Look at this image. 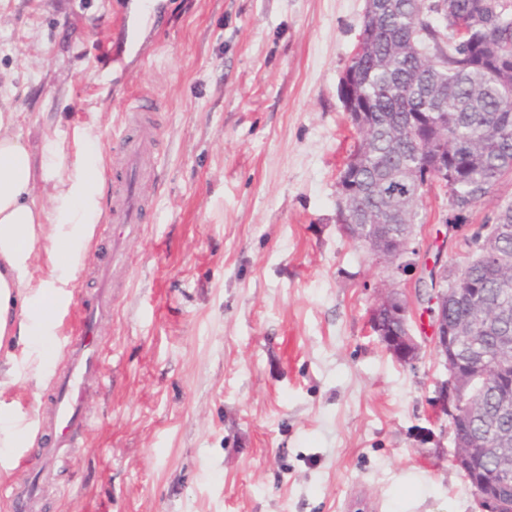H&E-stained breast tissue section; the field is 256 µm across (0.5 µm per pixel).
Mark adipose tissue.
Here are the masks:
<instances>
[{
    "label": "adipose tissue",
    "instance_id": "1",
    "mask_svg": "<svg viewBox=\"0 0 512 512\" xmlns=\"http://www.w3.org/2000/svg\"><path fill=\"white\" fill-rule=\"evenodd\" d=\"M97 140L96 124L85 123L34 150L17 112L0 102V396L28 380L42 385L55 355L56 284L76 278L102 214ZM20 360L28 377L16 371Z\"/></svg>",
    "mask_w": 512,
    "mask_h": 512
}]
</instances>
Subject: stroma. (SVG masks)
<instances>
[{"instance_id":"35a3bbf8","label":"stroma","mask_w":512,"mask_h":512,"mask_svg":"<svg viewBox=\"0 0 512 512\" xmlns=\"http://www.w3.org/2000/svg\"><path fill=\"white\" fill-rule=\"evenodd\" d=\"M112 2L0 0V95L30 145L93 120L111 167L114 136L139 133L124 98L156 104L92 426L41 466L52 386L5 394L26 441L0 485L37 480V512H480L432 404L446 370L418 292L435 259L461 265L512 177L453 228L432 190L414 268L392 276L336 222L356 139L338 85L365 0H161L121 70L101 63ZM390 279L422 346L413 368L370 327Z\"/></svg>"}]
</instances>
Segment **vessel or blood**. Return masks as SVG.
<instances>
[{"mask_svg": "<svg viewBox=\"0 0 512 512\" xmlns=\"http://www.w3.org/2000/svg\"><path fill=\"white\" fill-rule=\"evenodd\" d=\"M158 9L157 0H123L119 4L116 21L121 42L107 57V65L121 67L126 55L138 53ZM114 153L120 161V189L99 226L100 235L109 238L114 237L116 231H130L138 227L145 213L139 190L144 164L141 143L130 137L118 138L114 142ZM110 269V260L95 257L92 270L98 286L77 294L76 316L69 325L72 338L69 363L54 380V400L47 411L46 424L55 434L53 448L45 452L49 459L54 457L57 449L72 447L91 426L84 407L85 383L88 379H99L104 375L105 348L99 340L98 330L112 311ZM0 495L11 500L14 512H34L38 486L34 483H10L0 487Z\"/></svg>", "mask_w": 512, "mask_h": 512, "instance_id": "1", "label": "vessel or blood"}]
</instances>
